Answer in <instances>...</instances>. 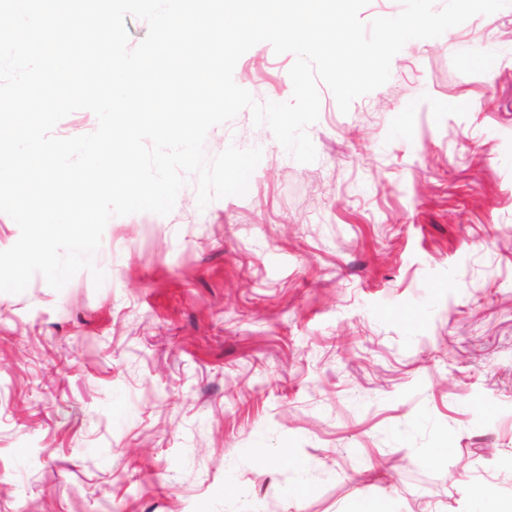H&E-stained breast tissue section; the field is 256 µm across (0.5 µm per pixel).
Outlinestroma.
Masks as SVG:
<instances>
[{
	"mask_svg": "<svg viewBox=\"0 0 512 512\" xmlns=\"http://www.w3.org/2000/svg\"><path fill=\"white\" fill-rule=\"evenodd\" d=\"M292 54L234 79L291 99ZM296 161L250 110L245 196L112 218L0 293V512H469L512 497V6L407 43ZM462 493L465 498L470 500L474 508L471 512H511L512 511V497L500 502L498 507L493 510H487V504L494 499L493 492L484 487L483 489L471 483L462 485Z\"/></svg>",
	"mask_w": 512,
	"mask_h": 512,
	"instance_id": "stroma-1",
	"label": "stroma"
}]
</instances>
